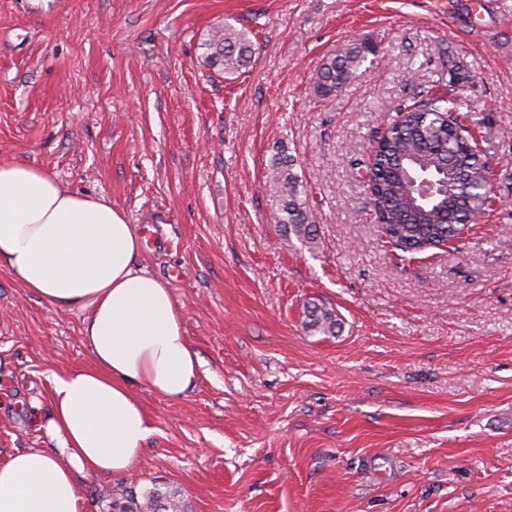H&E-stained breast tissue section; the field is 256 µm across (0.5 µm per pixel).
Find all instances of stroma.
I'll return each mask as SVG.
<instances>
[{"label":"stroma","instance_id":"35a3bbf8","mask_svg":"<svg viewBox=\"0 0 512 512\" xmlns=\"http://www.w3.org/2000/svg\"><path fill=\"white\" fill-rule=\"evenodd\" d=\"M251 65L203 62L217 24ZM371 71L311 87L348 40ZM455 91L495 203L452 247L399 260L358 162L412 92ZM287 151L315 248L269 217ZM106 197L140 226L202 367L131 472L79 479L81 512L178 490L192 512H512V0H0V161ZM342 321L310 333L306 307ZM87 310L0 267V463L45 448L32 400L86 366ZM202 45L206 65L224 75L240 74L251 64L255 55L254 43L248 32L230 24L213 27Z\"/></svg>","mask_w":512,"mask_h":512}]
</instances>
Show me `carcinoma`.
Wrapping results in <instances>:
<instances>
[{
  "label": "carcinoma",
  "mask_w": 512,
  "mask_h": 512,
  "mask_svg": "<svg viewBox=\"0 0 512 512\" xmlns=\"http://www.w3.org/2000/svg\"><path fill=\"white\" fill-rule=\"evenodd\" d=\"M203 49L206 65L226 75L247 68L255 55L248 32L230 24L213 27ZM376 53L366 41L345 42L317 71L314 95L321 99L337 95L362 75V67ZM459 104L456 96L433 95L401 107L403 116L388 124L376 150L365 160L372 172L368 191L375 221L404 254L424 253L457 238L487 207L488 170L477 145L445 119ZM294 166V158L284 151L272 162L267 179L277 202L272 220L283 227L286 237L310 247L318 240V224ZM424 177L434 184V197L428 201L421 200L418 191V181ZM305 327L335 336L341 324L332 311L312 303ZM123 512H188V507L178 495L155 488L143 494L141 503L130 497Z\"/></svg>",
  "instance_id": "cac0c4a2"
}]
</instances>
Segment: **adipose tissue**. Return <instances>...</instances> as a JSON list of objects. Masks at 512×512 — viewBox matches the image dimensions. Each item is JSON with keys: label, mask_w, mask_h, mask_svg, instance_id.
Segmentation results:
<instances>
[{"label": "adipose tissue", "mask_w": 512, "mask_h": 512, "mask_svg": "<svg viewBox=\"0 0 512 512\" xmlns=\"http://www.w3.org/2000/svg\"><path fill=\"white\" fill-rule=\"evenodd\" d=\"M141 233L105 198L71 192L24 161L0 163V266L56 308L88 310L92 363L48 378L38 428L51 449L0 464V512H80L78 476L119 474L139 460L153 419L138 395L181 398L201 359L170 288L134 259Z\"/></svg>", "instance_id": "adipose-tissue-1"}]
</instances>
